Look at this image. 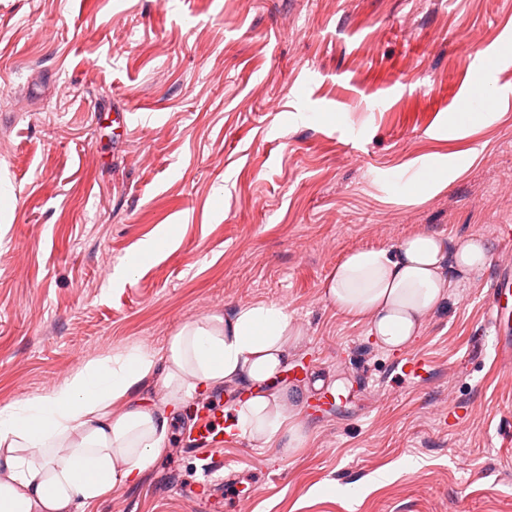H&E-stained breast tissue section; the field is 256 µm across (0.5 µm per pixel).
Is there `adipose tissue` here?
I'll return each instance as SVG.
<instances>
[{
	"instance_id": "ef3b65f1",
	"label": "adipose tissue",
	"mask_w": 512,
	"mask_h": 512,
	"mask_svg": "<svg viewBox=\"0 0 512 512\" xmlns=\"http://www.w3.org/2000/svg\"><path fill=\"white\" fill-rule=\"evenodd\" d=\"M481 238L447 244L415 233L391 249H357L328 278L324 297L363 320L378 344L408 348L448 296V275L483 267ZM277 303L214 312L175 330L162 352L138 345L96 357L49 391L0 407V512H89L137 480L162 453L170 411L200 390L246 387L233 418L241 435L284 449L303 435L298 396L274 383L301 339ZM155 389L158 404H142Z\"/></svg>"
}]
</instances>
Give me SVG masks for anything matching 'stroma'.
<instances>
[{"label":"stroma","instance_id":"stroma-1","mask_svg":"<svg viewBox=\"0 0 512 512\" xmlns=\"http://www.w3.org/2000/svg\"><path fill=\"white\" fill-rule=\"evenodd\" d=\"M482 53L498 103L451 128ZM457 157L447 184L394 190ZM0 182V405L215 311L278 303L304 330L278 380L300 448L218 444L223 480L194 498L183 409L93 512H512V375L487 325L512 266V0H0ZM418 232L489 259L390 350L325 283Z\"/></svg>","mask_w":512,"mask_h":512}]
</instances>
